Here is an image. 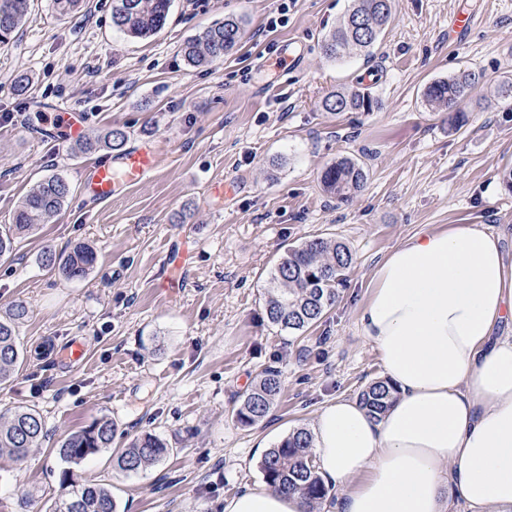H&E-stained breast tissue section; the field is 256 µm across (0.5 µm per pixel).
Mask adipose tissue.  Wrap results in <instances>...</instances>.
I'll return each mask as SVG.
<instances>
[{
  "label": "adipose tissue",
  "instance_id": "ef3b65f1",
  "mask_svg": "<svg viewBox=\"0 0 512 512\" xmlns=\"http://www.w3.org/2000/svg\"><path fill=\"white\" fill-rule=\"evenodd\" d=\"M512 258L481 224L421 230L374 268L357 323L396 397L381 417L359 399L309 425L336 512H512ZM268 484L224 512H307Z\"/></svg>",
  "mask_w": 512,
  "mask_h": 512
}]
</instances>
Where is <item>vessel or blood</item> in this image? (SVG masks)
<instances>
[{"instance_id":"obj_1","label":"vessel or blood","mask_w":512,"mask_h":512,"mask_svg":"<svg viewBox=\"0 0 512 512\" xmlns=\"http://www.w3.org/2000/svg\"><path fill=\"white\" fill-rule=\"evenodd\" d=\"M161 161L155 147L147 145L121 157L94 165L82 183V193L94 202H106L124 187L141 181Z\"/></svg>"}]
</instances>
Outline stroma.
I'll return each mask as SVG.
<instances>
[{
  "mask_svg": "<svg viewBox=\"0 0 512 512\" xmlns=\"http://www.w3.org/2000/svg\"><path fill=\"white\" fill-rule=\"evenodd\" d=\"M113 0H83L59 17L32 0V21L0 45V225L42 178L62 176L71 195L48 223L0 259V316L24 302L16 333L22 365L0 383V411L39 412L44 436L21 461L0 457V512H50L60 498L63 440L109 417L115 445L153 433L171 452L131 475L111 449L73 468L80 483L110 488L117 512H224L225 501L261 483L259 443L274 447L307 426L323 403L358 396L382 368L361 335L360 306L375 265L424 228L484 224L512 253V99L493 90L512 76V0H395L372 57L337 62L323 38L350 0H288L283 26L268 31L279 0H173L166 26L136 38L112 23ZM473 29L449 37L454 14ZM227 17L245 37L223 62L190 67L183 45ZM300 57L274 62L283 45ZM464 71L479 77L464 103L468 123L425 105L430 83ZM29 79L25 94L15 75ZM340 88L369 92L372 112L323 111ZM83 113L89 132L121 129L126 150L151 144L164 164L112 200L82 197L93 162L112 151L77 152L35 133L51 120L37 104ZM357 160L367 180L347 203L327 194L322 171ZM334 237L354 264L331 311L303 333L272 325L263 292L288 247ZM97 254L85 279L44 267L45 250L75 244ZM178 269L159 288L166 261ZM85 348L70 366L72 341ZM284 390L267 418L244 429L233 411L267 368Z\"/></svg>",
  "mask_w": 512,
  "mask_h": 512,
  "instance_id": "obj_1",
  "label": "stroma"
}]
</instances>
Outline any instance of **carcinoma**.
<instances>
[{
  "instance_id": "1",
  "label": "carcinoma",
  "mask_w": 512,
  "mask_h": 512,
  "mask_svg": "<svg viewBox=\"0 0 512 512\" xmlns=\"http://www.w3.org/2000/svg\"><path fill=\"white\" fill-rule=\"evenodd\" d=\"M394 0H351V6L322 41L323 54L342 61L353 52L371 55L392 17ZM171 0H113L112 22L127 34L144 38L162 29L169 16ZM30 19L29 0H0V43H5ZM243 39L241 22L224 19L201 36L185 44L184 54L194 67H207L224 60ZM473 73L461 74L430 83L423 96L433 111H447L449 125L460 130L467 121L461 103L475 83ZM378 102L360 90L336 91L326 95L321 107L326 112H372ZM125 134L116 129L96 136L80 145L92 149L119 150ZM366 173L356 160L341 157L321 174L326 192L341 201L350 199L365 184ZM71 193L68 182L50 175L34 187L13 213L12 223L0 225V258L9 255L16 239L35 230L56 215ZM96 252L86 244L75 245L68 253L58 255L47 250L42 264L66 280L85 278L96 262ZM354 263L349 247L341 240L317 237L289 247L271 272L266 288L265 312L268 320L282 330L304 331L317 323L335 305L345 287ZM29 313L22 303L11 306L6 318L0 319V382L7 380L23 352L16 341V326ZM282 392L280 372L267 368L242 396L235 409L236 422L243 428L261 423ZM394 388L385 380L372 382L359 400L371 415L378 417L388 408ZM115 424L102 417L91 425L69 434L59 448L66 463L78 464L104 448L112 447ZM43 437V421L31 408L0 413V456L21 460ZM310 434L298 428L269 449L261 462L265 482L287 495L301 494L309 504V512L322 505L329 489L317 473L311 454ZM170 452L165 440L145 433L127 447L115 450V467L124 473H136L160 461ZM61 485L68 491L54 503L51 512H116V503L108 487L99 483L79 484L70 469L61 473Z\"/></svg>"
}]
</instances>
